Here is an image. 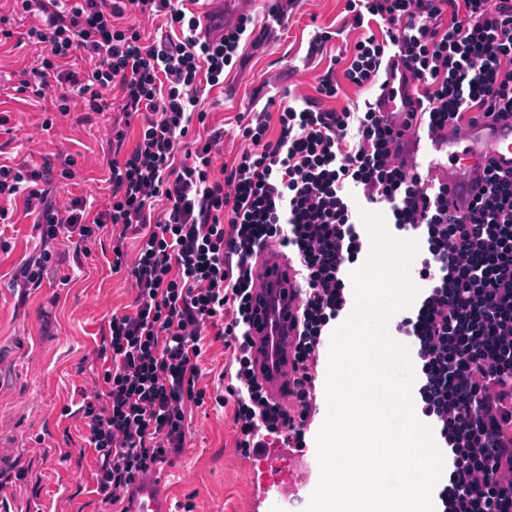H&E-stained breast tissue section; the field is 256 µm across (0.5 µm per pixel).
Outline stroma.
<instances>
[{"mask_svg": "<svg viewBox=\"0 0 512 512\" xmlns=\"http://www.w3.org/2000/svg\"><path fill=\"white\" fill-rule=\"evenodd\" d=\"M345 0H300L289 19L261 45H245L247 62L231 71L223 88L203 102L212 126L224 130V159L242 149L236 117L250 100L266 102L298 86L312 92L332 56L353 42L344 25ZM331 39L317 45L322 32ZM44 53L29 42L0 47V86L14 93L0 112L9 119L0 126V152L13 162L51 163L54 170L71 166L67 189L81 197L89 213L106 203L108 149L102 123L83 122L73 112L52 128L36 133L45 100L15 87L31 79ZM34 218L16 211L10 224L0 223V458L18 462L26 471L0 491V512H28L38 498L43 512H98L90 481V458L79 450L77 409L80 392L90 387L102 362L101 334L113 310L135 296L125 273H112L103 242L78 249L75 241L58 246L64 259L39 288L19 301L15 279L21 262L38 252ZM328 347L319 351L316 375L317 414L300 449L301 466L293 473L290 497L278 493L281 461L245 458L234 447L232 406L207 402L193 410L183 452L163 468L164 488L172 502L193 501V512H304L319 479L316 436L327 414L325 392Z\"/></svg>", "mask_w": 512, "mask_h": 512, "instance_id": "obj_1", "label": "stroma"}]
</instances>
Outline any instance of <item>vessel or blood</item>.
I'll list each match as a JSON object with an SVG mask.
<instances>
[{"label": "vessel or blood", "instance_id": "obj_1", "mask_svg": "<svg viewBox=\"0 0 512 512\" xmlns=\"http://www.w3.org/2000/svg\"><path fill=\"white\" fill-rule=\"evenodd\" d=\"M393 98L384 108L393 111L414 100L413 83L403 72H395L390 80ZM405 158L410 167L427 173L429 182H442L462 198H469L475 174L443 166L442 158L452 156L458 144L472 153L493 161L503 173L512 171V124L480 123L470 128L463 141L439 137L425 124H417L403 137ZM256 271L271 284L255 302V372L270 401L284 403L283 386L293 375L294 338L299 318L297 266L274 247L265 248L256 260ZM124 512H172L171 501L159 477L136 480L122 495Z\"/></svg>", "mask_w": 512, "mask_h": 512}]
</instances>
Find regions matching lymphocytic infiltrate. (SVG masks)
<instances>
[{
  "label": "lymphocytic infiltrate",
  "instance_id": "lymphocytic-infiltrate-1",
  "mask_svg": "<svg viewBox=\"0 0 512 512\" xmlns=\"http://www.w3.org/2000/svg\"><path fill=\"white\" fill-rule=\"evenodd\" d=\"M11 2L0 40L13 36L12 15L49 17L26 32L46 49L35 96L55 89L62 117L74 107L88 123L111 116V194L94 216L80 198L51 199L70 170L0 160V223H10L18 199L37 215L42 251L21 267L22 285L39 287L54 272L57 240L102 232L112 271L133 281L132 307L113 311L102 370L80 407L103 512H118L135 477L183 451L188 415L210 399L233 404L243 457L304 447L319 348L348 309L346 272L363 250L359 199L387 205L398 237L425 246L416 270L424 292L394 330L414 348L417 408L448 458L440 512H512V173L484 166L479 194L459 209L447 186L421 188L401 156V130L372 101L328 104L345 82L382 93L394 59L415 84L420 119L442 137L462 138L483 118L512 122V0H346L345 24L360 35L343 71L328 67L298 105L239 113L246 147L218 177L223 130L190 160L176 156L191 124L206 122L201 96L241 64L250 17L228 25L195 13L198 0ZM137 14L165 17L168 32L143 39L129 22ZM74 57L92 62L91 74L65 69ZM130 238L140 242L133 256ZM269 246L294 256L303 286L295 375L283 387L289 410L269 402L253 370L252 310L263 287L255 258ZM211 333L232 365L212 397L199 366Z\"/></svg>",
  "mask_w": 512,
  "mask_h": 512
}]
</instances>
